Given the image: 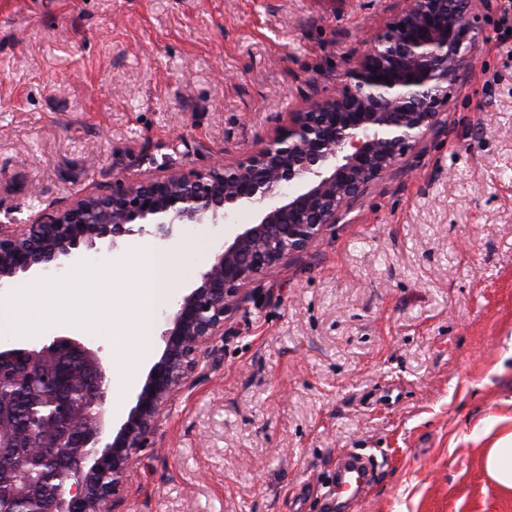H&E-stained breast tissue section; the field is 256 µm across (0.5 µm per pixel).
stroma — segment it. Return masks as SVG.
I'll list each match as a JSON object with an SVG mask.
<instances>
[{
	"mask_svg": "<svg viewBox=\"0 0 512 512\" xmlns=\"http://www.w3.org/2000/svg\"><path fill=\"white\" fill-rule=\"evenodd\" d=\"M404 0H0V225L170 162L238 157ZM477 5L446 127L254 284L163 417L124 512H512L485 456L512 433V30ZM187 224L189 292L251 223ZM372 476L362 457L355 454L346 455L336 467V493L348 489L353 482L357 485L366 484Z\"/></svg>",
	"mask_w": 512,
	"mask_h": 512,
	"instance_id": "stroma-1",
	"label": "stroma"
}]
</instances>
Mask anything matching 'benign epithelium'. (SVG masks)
Here are the masks:
<instances>
[{"label": "benign epithelium", "instance_id": "benign-epithelium-1", "mask_svg": "<svg viewBox=\"0 0 512 512\" xmlns=\"http://www.w3.org/2000/svg\"><path fill=\"white\" fill-rule=\"evenodd\" d=\"M471 0H408L352 60L342 90L288 114L247 155L200 169H170L76 195L27 224L0 226V284L33 268L56 273L80 245L126 236L168 244L184 224L251 210L190 293L176 302L165 348L126 419L106 428L110 365L83 336L40 345L0 343V499L10 512H121L140 453L172 397L212 355L248 287L305 252L325 227L409 151L433 135L475 48ZM382 80H377V77ZM288 186L292 193L285 192ZM46 412L16 422L25 402Z\"/></svg>", "mask_w": 512, "mask_h": 512}]
</instances>
